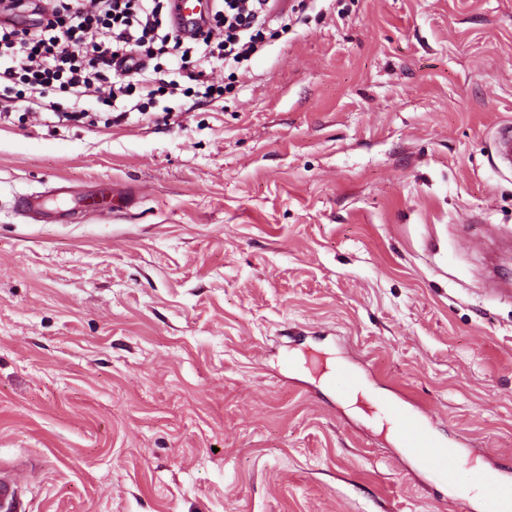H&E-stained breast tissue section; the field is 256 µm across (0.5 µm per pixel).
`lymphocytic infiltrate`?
Wrapping results in <instances>:
<instances>
[{"label": "lymphocytic infiltrate", "instance_id": "obj_1", "mask_svg": "<svg viewBox=\"0 0 512 512\" xmlns=\"http://www.w3.org/2000/svg\"><path fill=\"white\" fill-rule=\"evenodd\" d=\"M28 0L0 6V104L18 100L43 108L51 94L69 93L75 102L116 106L135 97L145 110L157 94L177 95V79L156 84L147 63L177 60L190 44L199 62L240 67L263 48L270 0H213L210 23L190 36L171 20L172 0H47L36 29L16 18Z\"/></svg>", "mask_w": 512, "mask_h": 512}]
</instances>
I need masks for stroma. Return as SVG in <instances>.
I'll return each mask as SVG.
<instances>
[{
  "mask_svg": "<svg viewBox=\"0 0 512 512\" xmlns=\"http://www.w3.org/2000/svg\"><path fill=\"white\" fill-rule=\"evenodd\" d=\"M287 34L107 125L0 115V469L28 512H468L372 398L512 482V0H288ZM173 109L163 117L162 107ZM111 185L38 224L19 196ZM495 157L497 162L512 169V125H501L494 134Z\"/></svg>",
  "mask_w": 512,
  "mask_h": 512,
  "instance_id": "35a3bbf8",
  "label": "stroma"
}]
</instances>
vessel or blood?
<instances>
[{
    "mask_svg": "<svg viewBox=\"0 0 512 512\" xmlns=\"http://www.w3.org/2000/svg\"><path fill=\"white\" fill-rule=\"evenodd\" d=\"M205 0H173L172 20L176 29L184 34L195 32L201 24ZM497 162L512 169V125H501L494 134ZM87 196L75 195L73 206H49L40 195L24 199L23 206L28 216L36 221L52 220L61 224L73 223L76 210L86 208ZM381 409L396 424V437L406 451L415 458L420 467L437 474L458 497H466V488L456 481L453 462L459 450L455 446H443L426 424L424 418L403 411L396 402L382 401ZM475 485L486 488L488 495L482 512H512V487L501 484L500 469L489 464L474 476ZM0 512H27L22 488L16 478L0 472Z\"/></svg>",
    "mask_w": 512,
    "mask_h": 512,
    "instance_id": "vessel-or-blood-1",
    "label": "vessel or blood"
}]
</instances>
